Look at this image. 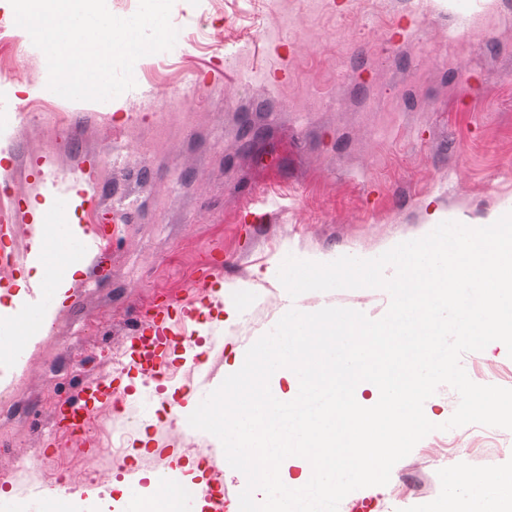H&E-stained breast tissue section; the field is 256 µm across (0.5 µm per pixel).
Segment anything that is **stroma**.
<instances>
[{"instance_id": "35a3bbf8", "label": "stroma", "mask_w": 512, "mask_h": 512, "mask_svg": "<svg viewBox=\"0 0 512 512\" xmlns=\"http://www.w3.org/2000/svg\"><path fill=\"white\" fill-rule=\"evenodd\" d=\"M171 23L175 46L137 60L135 87L107 109L52 99L47 112L68 118L57 127L35 115L45 55L0 0V111L10 116L0 124V180L30 221L49 204L48 167L82 170L100 183L102 211L121 202L130 217L108 252L74 274L77 304L56 308L13 403L0 408V426L17 434L0 454V505L10 512L64 471L72 512H106L125 487L154 501L164 464L189 460L171 406L218 388L286 307L386 313L382 289L290 297L277 278L287 255L369 259L437 223L483 224L512 210V0H175ZM398 93L400 112L358 105ZM116 160L124 179L112 176ZM247 208L265 222L241 223ZM213 254L224 280L197 327V347L209 352L202 371L178 343L165 378L124 357L112 369L124 412L70 451L58 400L100 380L95 360L129 342L145 309L190 300L193 273ZM52 359L62 383L46 370ZM449 438L430 433L387 485L355 497L376 499L377 512H434L455 473L512 471V438L490 447L473 424L456 455ZM89 468L110 472L109 486L86 479Z\"/></svg>"}]
</instances>
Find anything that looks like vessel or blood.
Masks as SVG:
<instances>
[{
	"mask_svg": "<svg viewBox=\"0 0 512 512\" xmlns=\"http://www.w3.org/2000/svg\"><path fill=\"white\" fill-rule=\"evenodd\" d=\"M43 185L53 199L52 205L43 213L38 224L27 225L29 246L21 252L3 250V242L14 234L12 222L0 221V264L13 267H44L48 273L44 278L27 283L8 311H0V398L10 397L18 384L28 375L32 355L40 338L28 334L26 325L30 317H37L43 327H50L54 315L55 285L65 265L79 263L89 258H98L109 246L108 236L96 224L95 203L99 196L96 178L82 174L66 175L49 171ZM83 218L84 223L73 233L74 246L65 250L57 260L50 262L49 255L58 240V227ZM224 276L220 264H205L197 278V295L192 304L181 305L174 298H166L156 304L151 317L139 324L132 340L131 355L142 371L154 374L165 368L166 350L172 339V320H199L203 308L213 300V288ZM109 387H87L76 403H66L65 416L72 433H79L87 420L91 401L109 394ZM161 484L180 493V512H197V500H205L207 512H224L223 494L206 493L197 496L195 491L185 489L182 471L178 463H170L160 475Z\"/></svg>",
	"mask_w": 512,
	"mask_h": 512,
	"instance_id": "obj_1",
	"label": "vessel or blood"
}]
</instances>
